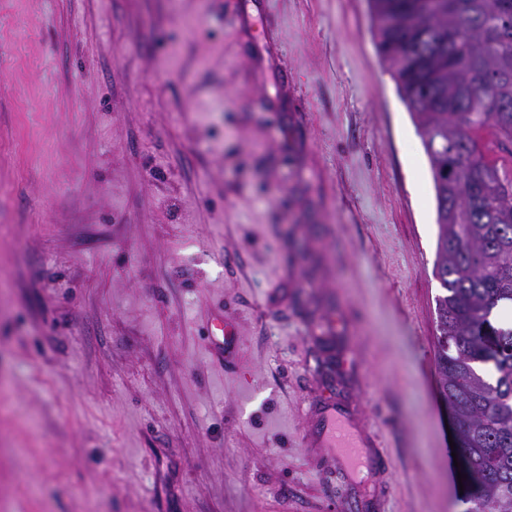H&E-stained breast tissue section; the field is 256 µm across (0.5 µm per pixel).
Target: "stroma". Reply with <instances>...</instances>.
<instances>
[{"label": "stroma", "mask_w": 512, "mask_h": 512, "mask_svg": "<svg viewBox=\"0 0 512 512\" xmlns=\"http://www.w3.org/2000/svg\"><path fill=\"white\" fill-rule=\"evenodd\" d=\"M436 236L368 0H0V512H465ZM322 448L336 450L348 471L355 474L364 464L362 448L364 445L350 430L341 417L336 415V409L326 408L324 412V431L321 436Z\"/></svg>", "instance_id": "obj_1"}]
</instances>
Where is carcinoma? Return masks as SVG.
<instances>
[{
    "label": "carcinoma",
    "instance_id": "1",
    "mask_svg": "<svg viewBox=\"0 0 512 512\" xmlns=\"http://www.w3.org/2000/svg\"><path fill=\"white\" fill-rule=\"evenodd\" d=\"M422 139L438 235L434 360L466 512H512V0H370Z\"/></svg>",
    "mask_w": 512,
    "mask_h": 512
}]
</instances>
